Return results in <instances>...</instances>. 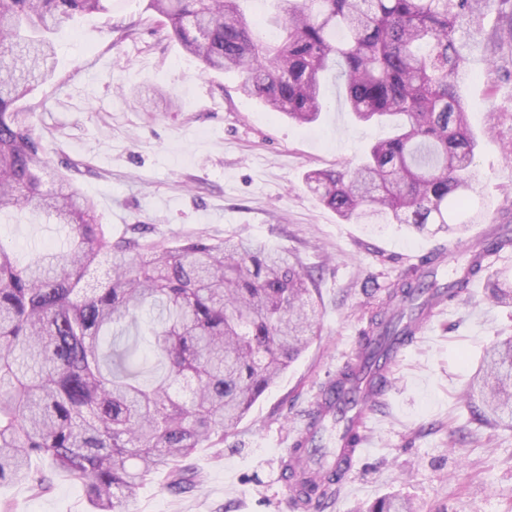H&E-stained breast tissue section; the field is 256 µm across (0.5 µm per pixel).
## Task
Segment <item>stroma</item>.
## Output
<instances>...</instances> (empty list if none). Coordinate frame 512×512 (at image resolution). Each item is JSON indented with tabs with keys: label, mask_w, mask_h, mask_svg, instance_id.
Wrapping results in <instances>:
<instances>
[{
	"label": "stroma",
	"mask_w": 512,
	"mask_h": 512,
	"mask_svg": "<svg viewBox=\"0 0 512 512\" xmlns=\"http://www.w3.org/2000/svg\"><path fill=\"white\" fill-rule=\"evenodd\" d=\"M511 24L499 10L485 14L470 37L473 76L461 94L478 139L481 193L472 206L489 224L512 227V44L498 38ZM56 43V75L30 96L43 150L55 170L76 165L74 187L95 201L113 237L172 245L241 235L294 253L318 287L310 346L224 442L186 459L197 487L173 493L161 474L136 487L126 508L290 512L278 477L287 433L351 354L389 287L453 237L404 224H348L307 190L309 170L355 164L390 134L354 120L335 82L318 122L291 123L245 97L236 74L203 71L147 0H108L107 12L83 18ZM158 89L173 105L147 104ZM59 238L56 225L0 214V242L20 259ZM504 269L512 271V251L404 349L385 400L372 410L365 454L321 512H365L392 493L417 512H512V430L474 421L466 396L487 346L512 336V304L493 298ZM0 504L8 512H93L82 484L62 474L39 495L23 483L2 486Z\"/></svg>",
	"instance_id": "35a3bbf8"
}]
</instances>
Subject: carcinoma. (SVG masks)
<instances>
[{
  "label": "carcinoma",
  "instance_id": "carcinoma-1",
  "mask_svg": "<svg viewBox=\"0 0 512 512\" xmlns=\"http://www.w3.org/2000/svg\"><path fill=\"white\" fill-rule=\"evenodd\" d=\"M245 0H148L203 70L236 72L241 91L305 124L328 107L332 73L360 122L391 136L364 160L310 171L305 184L346 222L430 224L463 235L480 223L470 199L477 141L460 85L469 38L486 10L512 0H276L281 34L264 42ZM106 0H0V212L58 224L63 241L20 263L0 243V485L35 492V457L80 482L96 512H125L126 494L165 472L176 493L196 486L179 462L224 440L316 335L310 275L288 252L204 237L177 245L112 240L93 200L50 172L24 104L56 69L55 35ZM108 264L95 284L91 267ZM393 284L367 335L379 344L429 297L453 300L481 273L437 280L439 256ZM410 306L400 312L396 304ZM143 337L145 350L137 338ZM154 358L151 366L143 361ZM361 358L339 383L354 386ZM479 421L512 427V336L496 341L470 383ZM368 512H414L395 495Z\"/></svg>",
  "mask_w": 512,
  "mask_h": 512
}]
</instances>
